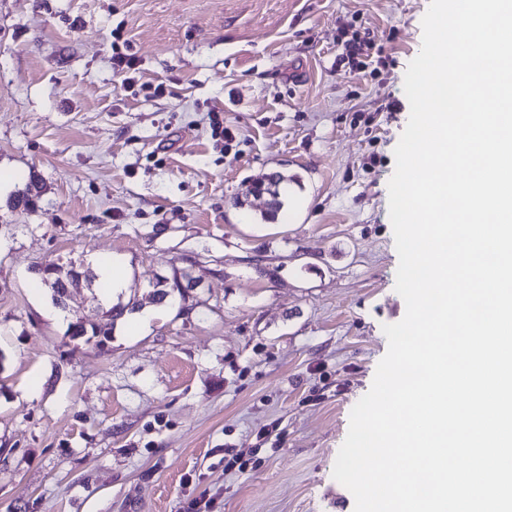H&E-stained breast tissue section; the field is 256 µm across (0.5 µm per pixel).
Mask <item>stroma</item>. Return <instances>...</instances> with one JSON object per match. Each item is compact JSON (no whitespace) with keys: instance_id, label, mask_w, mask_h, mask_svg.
I'll list each match as a JSON object with an SVG mask.
<instances>
[{"instance_id":"1","label":"stroma","mask_w":512,"mask_h":512,"mask_svg":"<svg viewBox=\"0 0 512 512\" xmlns=\"http://www.w3.org/2000/svg\"><path fill=\"white\" fill-rule=\"evenodd\" d=\"M429 5L0 0V512L202 495L211 512H355L332 472L405 315L388 184ZM278 171L297 182L265 222L268 195L245 187ZM112 257L122 299L154 316L101 351L67 335L103 324L97 289L65 312L32 278ZM182 271L186 299L149 303Z\"/></svg>"}]
</instances>
